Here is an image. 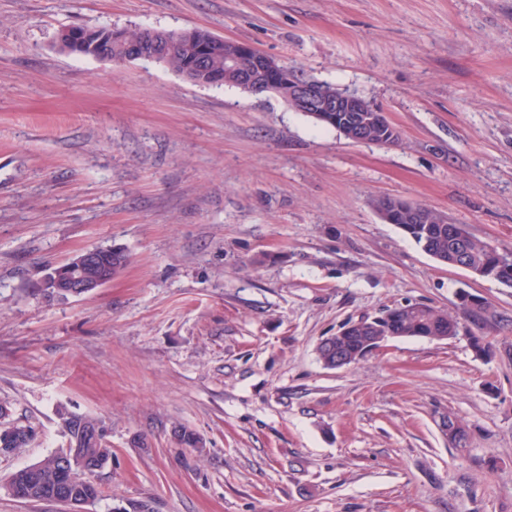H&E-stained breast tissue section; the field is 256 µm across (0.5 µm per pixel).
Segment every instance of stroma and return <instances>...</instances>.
I'll return each instance as SVG.
<instances>
[{
  "mask_svg": "<svg viewBox=\"0 0 512 512\" xmlns=\"http://www.w3.org/2000/svg\"><path fill=\"white\" fill-rule=\"evenodd\" d=\"M65 26L249 43L382 107L400 142L62 52ZM383 196L512 247V0H0V404L37 430L0 486L66 446L64 406L112 444L88 512H512V288L438 263ZM95 247L130 262L91 294L42 290ZM461 288L503 317L492 356L460 335L320 361L345 323L453 315Z\"/></svg>",
  "mask_w": 512,
  "mask_h": 512,
  "instance_id": "obj_1",
  "label": "stroma"
}]
</instances>
